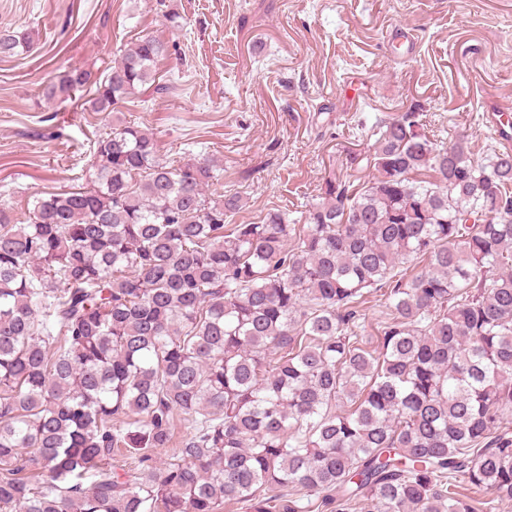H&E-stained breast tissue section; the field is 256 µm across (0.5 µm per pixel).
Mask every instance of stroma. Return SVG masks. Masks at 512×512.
Instances as JSON below:
<instances>
[{"mask_svg":"<svg viewBox=\"0 0 512 512\" xmlns=\"http://www.w3.org/2000/svg\"><path fill=\"white\" fill-rule=\"evenodd\" d=\"M0 0V31H27L28 52L0 62V204L85 184L106 114L46 102L43 82L73 68L102 77L137 37L174 45L158 66L167 94L131 98L122 112L157 138L165 158L205 154L224 166V191L245 205L299 218L332 174L363 183L375 170L378 122L416 109L438 139L465 137L475 159L499 149L487 121L512 122V0ZM413 29L407 51L393 32ZM358 163H350V155ZM392 318L370 294L358 323L379 348Z\"/></svg>","mask_w":512,"mask_h":512,"instance_id":"stroma-1","label":"stroma"}]
</instances>
